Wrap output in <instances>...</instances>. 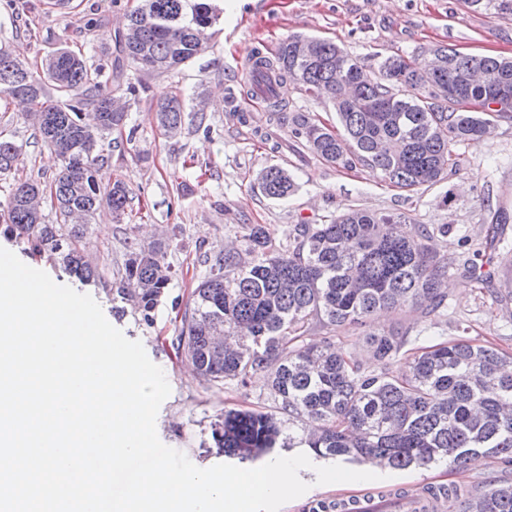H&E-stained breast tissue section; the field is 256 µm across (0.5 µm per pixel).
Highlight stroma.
<instances>
[{
  "instance_id": "35a3bbf8",
  "label": "stroma",
  "mask_w": 512,
  "mask_h": 512,
  "mask_svg": "<svg viewBox=\"0 0 512 512\" xmlns=\"http://www.w3.org/2000/svg\"><path fill=\"white\" fill-rule=\"evenodd\" d=\"M141 0H0V44L30 66H40L59 47L83 54L101 67L102 80L120 77L133 83L124 130L107 135L100 146L106 162L102 183L124 179L133 191L125 215L100 208L85 225L81 246L100 272L85 284L70 277L57 259L31 253L18 239L0 235V247L22 261L33 262L59 284L91 295L107 320L132 340L141 341L148 357L160 366L171 393L161 405L156 430L167 446L197 466L223 463L214 448L210 424L227 408L259 410L272 406L266 379L247 386L207 387L177 355L172 344L185 303L227 243H240L247 225H264L273 244L285 243L293 224H324L350 208L406 214L407 229L446 224L448 236L435 237L437 251L470 253L481 248L489 210L512 211V119L498 118L489 136L477 144L455 146L458 170L431 187L405 192L385 183L367 167L347 169L310 153H295L289 130L295 113L332 125L336 114L329 101L290 85L287 112L278 126L267 123L262 102L228 103L230 90L245 82L248 51L274 52L287 36L302 34L335 42L370 69L390 55H410L443 43L465 53L512 56V14L471 10L464 0H220L223 14L213 28L210 50L176 73L149 75L120 62L115 36L125 13ZM23 6L27 29L11 22L14 6ZM177 95L190 119L180 136L166 138L158 127L156 108ZM0 137L12 141L24 160L21 176L51 180L56 166L47 162L50 149L35 139L25 108L0 93ZM293 174L297 191L285 200L262 194L257 175L270 166ZM174 243L166 261L172 280L144 323L138 312L113 311L112 290L118 287L128 247L164 237ZM447 313L437 324L412 311H385L367 328H401L422 343L453 338L459 329L480 343L512 352V308L498 306L489 292L462 274L448 275ZM366 328V329H367ZM379 486L417 488L451 483L475 487L486 478H512V464L488 459L459 468L379 471ZM309 490L285 503L280 512H308L313 499L361 494L364 483L320 485L315 472L304 475Z\"/></svg>"
}]
</instances>
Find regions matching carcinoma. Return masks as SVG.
Masks as SVG:
<instances>
[{
	"mask_svg": "<svg viewBox=\"0 0 512 512\" xmlns=\"http://www.w3.org/2000/svg\"><path fill=\"white\" fill-rule=\"evenodd\" d=\"M480 10L512 13V0H466ZM218 19L214 0H143L126 14L119 51L137 70L163 75L205 53ZM306 40L308 54L297 50ZM446 59L429 73L421 54L385 57L372 71L333 42L301 35L283 39L267 56L255 51L249 73L264 79L269 119L286 104L273 82L289 81L329 101L337 118L329 128L299 114L294 142L330 164L367 165L390 185L414 191L444 180L457 168L454 147L480 141L494 117L512 109V57L464 54L437 45ZM101 70L65 48L30 69L0 45V93L27 100L33 127L61 161L49 188L32 177L17 180L0 203V231L35 253L61 261L85 283L99 278L79 248L84 225L102 204L125 213L131 188L122 179L103 188L96 178L104 134L127 119L116 94L135 86L99 81ZM92 107L98 124L80 114ZM168 138L182 133L185 106L174 95L157 106ZM14 143L0 139V174L20 170ZM270 199L297 189L288 170L271 166L258 176ZM49 196L60 222L48 224L40 195ZM402 213L350 208L326 224H296L287 245L273 247L261 224H251L240 247L216 257L190 295L181 316L176 350L207 385L235 382L265 372L276 406L272 410L226 409L211 423L224 455L254 459L278 446L300 444L317 458H342L381 468L467 467L481 460L512 463V353L480 345L468 330L448 340L414 348L399 329L366 333L365 344L380 363L375 372L327 337L304 343L315 322L332 330L366 323L380 309H410L424 318L443 315V289L452 269L485 285L492 272L474 258L441 254L429 242L448 235L438 224L407 235ZM512 215L491 212L487 244L494 247ZM170 240L133 244L124 263L121 298L151 320L169 287ZM448 512H512V482L492 479L478 489L441 487Z\"/></svg>",
	"mask_w": 512,
	"mask_h": 512,
	"instance_id": "carcinoma-1",
	"label": "carcinoma"
}]
</instances>
